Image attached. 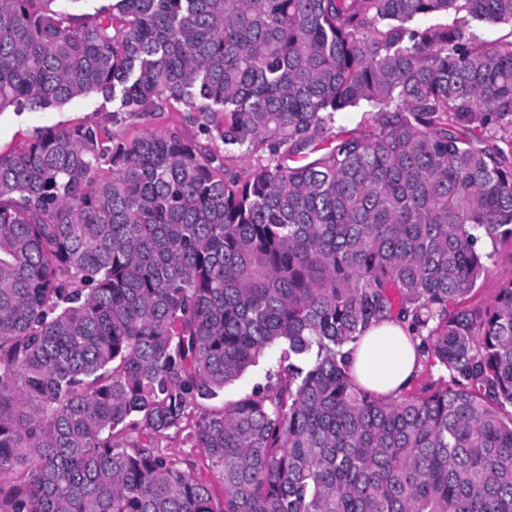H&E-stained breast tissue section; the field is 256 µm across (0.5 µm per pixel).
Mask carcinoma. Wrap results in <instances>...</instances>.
Instances as JSON below:
<instances>
[{"mask_svg": "<svg viewBox=\"0 0 512 512\" xmlns=\"http://www.w3.org/2000/svg\"><path fill=\"white\" fill-rule=\"evenodd\" d=\"M55 2L0 0V112L177 103L224 148L82 123L0 153V512H512V279L464 305L512 242V39L473 33L512 0ZM391 319L448 377L356 382ZM279 355L277 349L270 350L267 355L260 360L259 364L249 369L241 378L227 385L224 388V394L213 401L214 405H220L222 401L237 399L247 393H250L254 386L265 382V375L270 364Z\"/></svg>", "mask_w": 512, "mask_h": 512, "instance_id": "obj_1", "label": "carcinoma"}]
</instances>
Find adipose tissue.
Returning <instances> with one entry per match:
<instances>
[{
  "instance_id": "1",
  "label": "adipose tissue",
  "mask_w": 512,
  "mask_h": 512,
  "mask_svg": "<svg viewBox=\"0 0 512 512\" xmlns=\"http://www.w3.org/2000/svg\"><path fill=\"white\" fill-rule=\"evenodd\" d=\"M423 359L406 326L385 322L366 331L351 353V367L363 387L396 396L410 388Z\"/></svg>"
}]
</instances>
